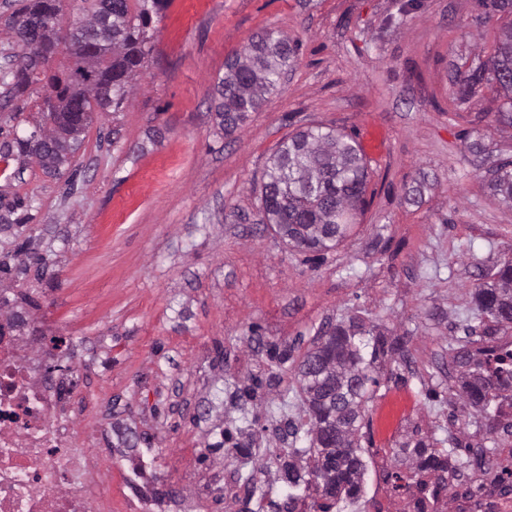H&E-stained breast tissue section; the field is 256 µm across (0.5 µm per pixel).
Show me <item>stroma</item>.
I'll use <instances>...</instances> for the list:
<instances>
[{
    "label": "stroma",
    "mask_w": 512,
    "mask_h": 512,
    "mask_svg": "<svg viewBox=\"0 0 512 512\" xmlns=\"http://www.w3.org/2000/svg\"><path fill=\"white\" fill-rule=\"evenodd\" d=\"M507 21L478 0H170L137 89L94 120L61 174L0 161V194L25 203L24 225L0 234V289L30 294L29 316L98 352L80 405L99 438L114 418L137 437L112 451L113 503L128 486L176 484L184 454L203 478L238 470V444L268 473L252 496L219 491L198 512L282 502L280 459L309 445L297 366L322 326L351 316L408 350L376 364L363 457L402 391L413 406L389 447L395 471H409L402 443L427 437L460 467L477 443L495 459L494 437L475 435L483 414L449 398L463 374L449 349L485 334L473 287L512 257V208L485 188L512 158V128L495 122L497 84L461 102L451 79L488 60ZM266 28L299 41L296 65L224 135L214 86ZM311 125L352 136L369 172L350 236L320 254L260 222L270 155ZM27 238L37 257L21 273L13 252Z\"/></svg>",
    "instance_id": "35a3bbf8"
}]
</instances>
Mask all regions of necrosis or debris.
Listing matches in <instances>:
<instances>
[{"mask_svg":"<svg viewBox=\"0 0 512 512\" xmlns=\"http://www.w3.org/2000/svg\"><path fill=\"white\" fill-rule=\"evenodd\" d=\"M47 328L0 291V512H112L110 459L68 398L86 376L46 343ZM488 431L499 442L492 477L474 448L466 468L428 471L398 489L389 453L374 450L373 492L360 512H512V399L500 401Z\"/></svg>","mask_w":512,"mask_h":512,"instance_id":"necrosis-or-debris-1","label":"necrosis or debris"}]
</instances>
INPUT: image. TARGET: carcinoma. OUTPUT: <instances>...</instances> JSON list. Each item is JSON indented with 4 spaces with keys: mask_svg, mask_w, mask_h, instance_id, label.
<instances>
[{
    "mask_svg": "<svg viewBox=\"0 0 512 512\" xmlns=\"http://www.w3.org/2000/svg\"><path fill=\"white\" fill-rule=\"evenodd\" d=\"M12 30L17 51L5 76V101L26 93L44 81L43 122L40 137H15L0 144V158H34L46 170L59 173L81 146V135L96 112H117L141 75L149 55L147 28L167 0H92L87 14L71 29L62 31L57 18L63 0H17ZM74 58L68 72L40 75L39 68L59 50ZM299 43L281 32L267 29L224 62V76L214 88L218 126L229 135L241 127L273 93L298 57ZM494 79L505 101L497 122L512 127V24L502 31L488 61L455 77L456 97L469 99L476 88ZM261 189L262 219L294 247L312 253L327 252L349 234L365 204L368 171L357 142L331 128L310 126L282 142L269 158ZM487 189L498 202L512 207V161L497 165ZM23 201L0 203V231L21 225L15 216ZM477 311L495 326L512 325V261L491 274V281L476 286ZM392 354L406 355L405 343L388 341L381 333L365 329L355 317L328 325L318 343L297 367L304 411L310 417L313 464L285 462L280 479L296 493L278 506V512H295L302 500L299 490L322 489L320 512H330L332 502L360 490L364 462L357 434L363 407L372 398L370 386L376 363ZM483 369L473 365L461 388L467 404L491 418V403L512 391V364L503 357ZM400 451L415 463L414 472L443 463L442 453L422 440L406 442Z\"/></svg>",
    "mask_w": 512,
    "mask_h": 512,
    "instance_id": "carcinoma-1",
    "label": "carcinoma"
}]
</instances>
